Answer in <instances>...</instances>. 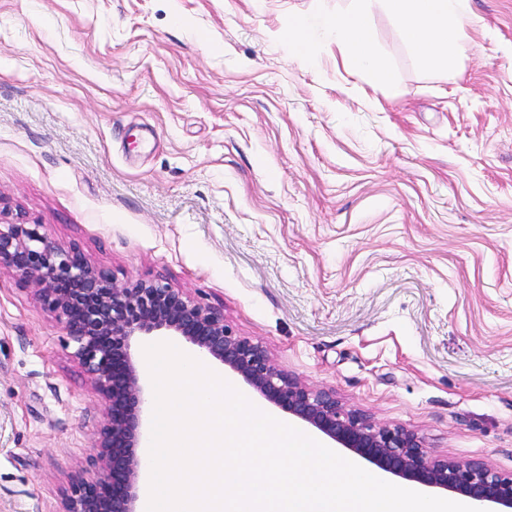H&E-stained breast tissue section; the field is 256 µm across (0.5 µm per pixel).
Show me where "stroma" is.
I'll return each mask as SVG.
<instances>
[{"instance_id": "35a3bbf8", "label": "stroma", "mask_w": 512, "mask_h": 512, "mask_svg": "<svg viewBox=\"0 0 512 512\" xmlns=\"http://www.w3.org/2000/svg\"><path fill=\"white\" fill-rule=\"evenodd\" d=\"M316 0H0V222L119 281L223 309L280 370L512 472V0H471L449 73L371 30L389 89L323 43ZM0 269V512H58L104 405Z\"/></svg>"}]
</instances>
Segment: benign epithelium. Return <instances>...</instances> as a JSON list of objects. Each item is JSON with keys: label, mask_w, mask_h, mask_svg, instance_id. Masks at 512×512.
Instances as JSON below:
<instances>
[{"label": "benign epithelium", "mask_w": 512, "mask_h": 512, "mask_svg": "<svg viewBox=\"0 0 512 512\" xmlns=\"http://www.w3.org/2000/svg\"><path fill=\"white\" fill-rule=\"evenodd\" d=\"M34 287L38 300L65 324L75 356L105 413L97 430L98 466L80 472L60 512H139L140 481L151 467L143 414L151 401L133 347L142 336H179L212 357L268 402L314 428L376 470L422 486L512 512V473L485 461L458 462L430 454L419 433L381 425L346 408L336 395L277 369L263 346L238 335L224 311L158 280L117 282L64 248L37 224L0 226V267Z\"/></svg>", "instance_id": "1"}]
</instances>
